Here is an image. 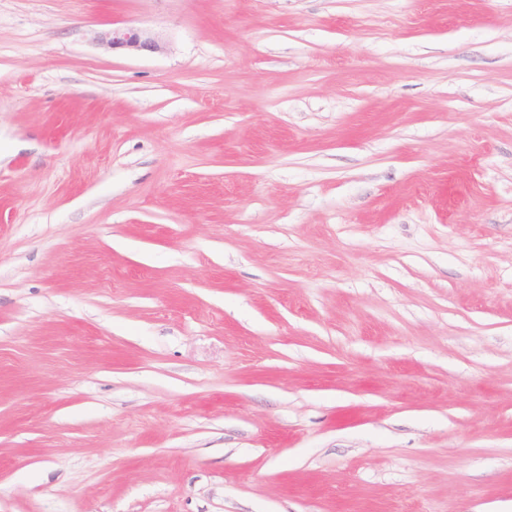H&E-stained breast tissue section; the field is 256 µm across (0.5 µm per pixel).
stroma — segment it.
<instances>
[{"label": "stroma", "instance_id": "obj_1", "mask_svg": "<svg viewBox=\"0 0 512 512\" xmlns=\"http://www.w3.org/2000/svg\"><path fill=\"white\" fill-rule=\"evenodd\" d=\"M0 512H512V0H0ZM96 44L108 48H122L134 52L158 53L166 49L162 35L144 27H118L107 31H96L92 34Z\"/></svg>", "mask_w": 512, "mask_h": 512}]
</instances>
